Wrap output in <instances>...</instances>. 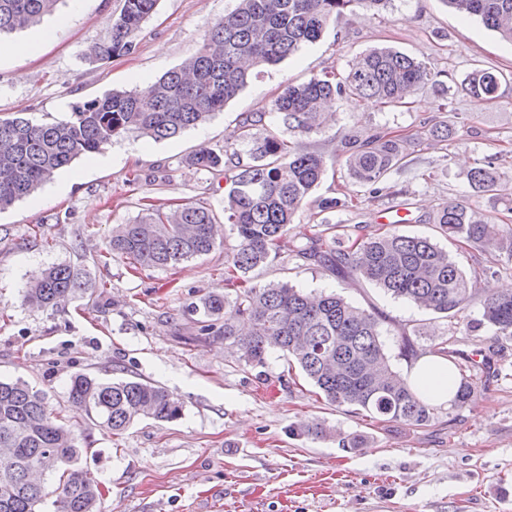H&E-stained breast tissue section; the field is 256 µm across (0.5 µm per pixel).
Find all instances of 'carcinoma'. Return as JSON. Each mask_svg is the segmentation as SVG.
<instances>
[{
	"mask_svg": "<svg viewBox=\"0 0 512 512\" xmlns=\"http://www.w3.org/2000/svg\"><path fill=\"white\" fill-rule=\"evenodd\" d=\"M234 9L211 24L196 53L141 90H113L71 106L65 119L35 123L17 116L0 118V210L30 195L61 169L83 156L102 152L112 140L133 132L155 141L175 137L224 110L262 69L274 66L303 46L317 42L336 17L378 10L389 0H236ZM464 17L512 41V0H444ZM59 0H0V35L28 28L52 13ZM158 0H123L106 43L93 46L92 61L129 54L134 37L155 11ZM501 77L475 69L465 81L474 96L496 98ZM430 85L448 91L422 61L390 48L364 53L347 70L326 72L289 84L270 111L243 117L235 141L219 149L202 147L185 158L198 169L224 175L229 190L224 215L237 245L228 257V293L211 292L188 311L205 319L201 331L224 337L246 364H265L272 351L295 363L324 399L353 414L410 426H423L436 407L420 398L396 371L372 313L337 293H311L287 283L248 284L256 267L280 257L281 243L326 169L324 156L302 149L279 134V126L301 134L322 131L327 101L343 96L382 106H399ZM345 164L356 183L373 186L407 157L397 136L344 141ZM500 173L494 158L472 168L467 181L477 195L497 191ZM149 214L112 231L107 256L120 255L133 268L166 269L205 256L217 242L214 211L199 203L169 210L150 205ZM450 240L475 249L495 248L512 258V224L493 237L489 221L470 202L442 203L433 219ZM296 256L318 263L336 277L356 276L391 297L443 316L465 309L472 298L466 274L447 250L425 235L395 229L367 237L350 252L320 237L297 248ZM82 274L68 264L48 267L25 289L27 303L54 308L85 293ZM482 323L495 336L512 339V294L489 299ZM69 400L88 416L82 427L49 409L46 393L21 382L0 381V512H37L45 492L32 478L46 453L57 465V512H97L98 481L81 466V442L94 427L113 435L140 419L171 422L183 405L164 388L136 380L103 381L78 373L70 378ZM476 397L467 378L459 382L454 406Z\"/></svg>",
	"mask_w": 512,
	"mask_h": 512,
	"instance_id": "cac0c4a2",
	"label": "carcinoma"
}]
</instances>
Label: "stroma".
Segmentation results:
<instances>
[{"label": "stroma", "instance_id": "obj_1", "mask_svg": "<svg viewBox=\"0 0 512 512\" xmlns=\"http://www.w3.org/2000/svg\"><path fill=\"white\" fill-rule=\"evenodd\" d=\"M234 4L159 0L131 54L92 63L86 51L110 37L122 0H61L56 15L68 16L67 25L56 26L50 15L9 34L20 51L0 58V116L52 121L74 103L143 88L192 56L207 26ZM375 47L422 60L449 93L425 89L399 108L343 99L324 131L285 132L331 167L290 225L287 250L250 277L257 286L336 291L378 313L397 371L410 364L400 354L402 337L420 353L445 343L460 375L476 382L477 397L463 408L437 409L419 427L326 403L280 354L254 368L228 352L223 337L195 338L187 306L223 291L224 263L237 244L230 225L220 226L222 245L173 268L135 272L117 256L107 265L96 261L113 227L140 220L147 204L203 203L222 213L223 177L189 166L186 156L223 146L243 115L268 111L288 82L346 68ZM476 68L506 77L497 99L478 109L461 89ZM439 124L453 129L452 140L431 136ZM380 132L402 138L408 156L375 194L349 177L342 143ZM111 150L108 159H78L0 211V379L46 390L50 409L80 423L86 416L67 395L78 372L148 381L183 404L172 422L142 419L119 435L92 430L81 464L99 482L102 512H512V340L475 324L492 288L512 285V260L464 242L449 246L433 222L441 203L469 197L468 170L493 155L504 174L498 194L474 204L512 224V43L445 0H390L383 9L336 18L317 43L266 68L206 122L157 142L130 133ZM345 193L352 204L318 208L319 199ZM398 209L405 213L399 232L449 247L474 278L462 313L438 317L293 254L317 234L347 246L387 230L383 214ZM58 263L86 272L87 293L54 309L26 303V284ZM475 354L486 357L485 367L472 362ZM312 422L323 424L326 436L301 434ZM348 435L362 436V447H343Z\"/></svg>", "mask_w": 512, "mask_h": 512}]
</instances>
